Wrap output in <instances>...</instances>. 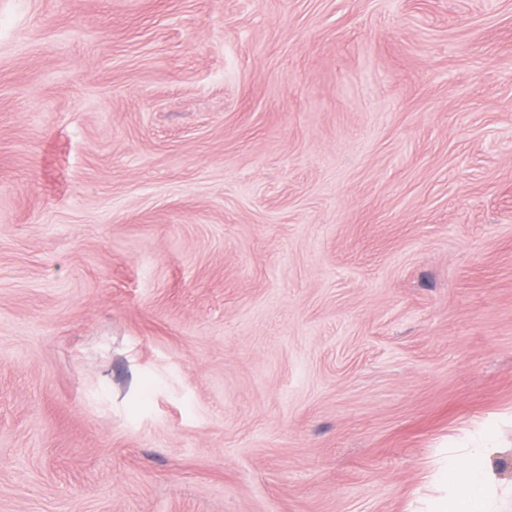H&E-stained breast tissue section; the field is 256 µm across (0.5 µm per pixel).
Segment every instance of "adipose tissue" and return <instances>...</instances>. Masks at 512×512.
I'll use <instances>...</instances> for the list:
<instances>
[{
	"label": "adipose tissue",
	"instance_id": "1",
	"mask_svg": "<svg viewBox=\"0 0 512 512\" xmlns=\"http://www.w3.org/2000/svg\"><path fill=\"white\" fill-rule=\"evenodd\" d=\"M466 479V489L451 485L447 495L434 504L433 512H495L490 491L497 483V473L482 449H473Z\"/></svg>",
	"mask_w": 512,
	"mask_h": 512
}]
</instances>
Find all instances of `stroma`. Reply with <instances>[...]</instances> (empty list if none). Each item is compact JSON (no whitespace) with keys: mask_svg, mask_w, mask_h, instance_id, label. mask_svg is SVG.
I'll return each instance as SVG.
<instances>
[{"mask_svg":"<svg viewBox=\"0 0 512 512\" xmlns=\"http://www.w3.org/2000/svg\"><path fill=\"white\" fill-rule=\"evenodd\" d=\"M512 512V0H0V512ZM472 462L464 473L467 488L460 490L456 482H451L448 494L434 504L433 512H496L489 493L498 482L497 473L487 455L483 456V448H472Z\"/></svg>","mask_w":512,"mask_h":512,"instance_id":"35a3bbf8","label":"stroma"}]
</instances>
